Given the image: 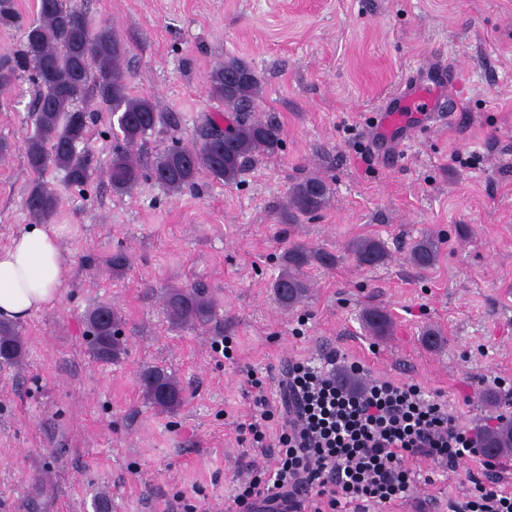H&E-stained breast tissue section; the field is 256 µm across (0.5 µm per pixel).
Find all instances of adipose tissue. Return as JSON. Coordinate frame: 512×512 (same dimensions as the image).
<instances>
[{
	"label": "adipose tissue",
	"mask_w": 512,
	"mask_h": 512,
	"mask_svg": "<svg viewBox=\"0 0 512 512\" xmlns=\"http://www.w3.org/2000/svg\"><path fill=\"white\" fill-rule=\"evenodd\" d=\"M60 228L32 224L0 249V321L20 323L52 305L69 277Z\"/></svg>",
	"instance_id": "ef3b65f1"
}]
</instances>
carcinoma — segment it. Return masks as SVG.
I'll return each instance as SVG.
<instances>
[{
    "label": "carcinoma",
    "instance_id": "obj_1",
    "mask_svg": "<svg viewBox=\"0 0 512 512\" xmlns=\"http://www.w3.org/2000/svg\"><path fill=\"white\" fill-rule=\"evenodd\" d=\"M0 27L20 32L19 48L0 53V91L24 78L35 86L30 103L34 130L22 144L26 165L34 174L60 170L66 183L76 187L97 176L99 167L84 149L91 119L86 104L90 102L116 119L107 169L112 191L119 194L132 192L147 177L169 194L190 190L203 177L231 184L259 158L283 147L280 124L254 116L262 81L252 62L241 56H224L208 74L209 93L224 103V117H206L193 146H172L143 160L135 156V147L156 129L176 125L177 118L161 111L154 100L131 94L124 71L128 49L112 26H91L72 0H38L32 19L19 12L15 0H0ZM328 196L329 187L322 177L300 178L289 191L286 220L296 224L302 217L315 215L325 207ZM24 206L37 222L48 223L57 213L59 196L37 180ZM350 249L361 267L383 265L389 257L377 239H357ZM437 259L438 246L430 238L411 247L409 262L418 269L433 267ZM331 260L329 254L304 244L289 247L273 283L279 305L285 309L298 305L309 291L306 268ZM213 310V299L202 285L172 288L165 299L166 318L173 327L205 325ZM363 321L373 336H386L391 329L389 316L377 309L366 311ZM121 323L120 313L107 304L88 313L89 353L94 359L112 363L126 353ZM23 356L18 327L0 322V368L18 365ZM140 385L147 403L161 412L174 413L185 402L180 381L162 367L144 369ZM479 443L493 457L512 455V421L482 429Z\"/></svg>",
    "mask_w": 512,
    "mask_h": 512
}]
</instances>
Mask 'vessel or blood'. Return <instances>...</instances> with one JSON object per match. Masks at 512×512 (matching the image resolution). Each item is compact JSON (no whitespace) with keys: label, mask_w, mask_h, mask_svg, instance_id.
Here are the masks:
<instances>
[{"label":"vessel or blood","mask_w":512,"mask_h":512,"mask_svg":"<svg viewBox=\"0 0 512 512\" xmlns=\"http://www.w3.org/2000/svg\"><path fill=\"white\" fill-rule=\"evenodd\" d=\"M456 77L455 66L442 63L429 71L421 68L412 71L381 103L378 118L370 131L372 144H391L392 132L406 125L410 113L434 116L440 103L438 87H453Z\"/></svg>","instance_id":"b4317fda"}]
</instances>
